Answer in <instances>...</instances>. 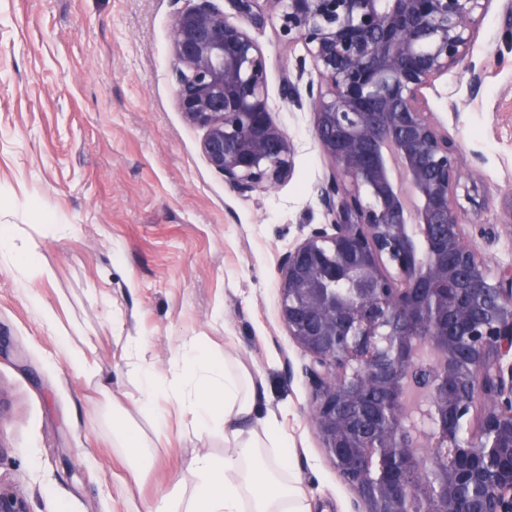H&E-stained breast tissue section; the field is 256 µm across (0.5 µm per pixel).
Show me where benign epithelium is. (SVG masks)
<instances>
[{
  "label": "benign epithelium",
  "mask_w": 512,
  "mask_h": 512,
  "mask_svg": "<svg viewBox=\"0 0 512 512\" xmlns=\"http://www.w3.org/2000/svg\"><path fill=\"white\" fill-rule=\"evenodd\" d=\"M319 81L328 223L278 267L279 319L309 356L307 420L352 512H512V262L475 247L455 191L479 170L423 90L469 56L494 0H214L170 25L176 104L233 192L273 189L294 145L245 27L258 2ZM282 96L301 102L295 81ZM0 512H31L0 482Z\"/></svg>",
  "instance_id": "benign-epithelium-1"
}]
</instances>
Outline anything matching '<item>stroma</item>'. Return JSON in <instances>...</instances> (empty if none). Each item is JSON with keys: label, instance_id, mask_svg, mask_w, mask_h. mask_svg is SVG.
<instances>
[{"label": "stroma", "instance_id": "stroma-1", "mask_svg": "<svg viewBox=\"0 0 512 512\" xmlns=\"http://www.w3.org/2000/svg\"><path fill=\"white\" fill-rule=\"evenodd\" d=\"M197 0H0V226L37 243L51 279L19 281L0 260V481L32 512H137L190 480L197 455L224 456V435L198 436L159 402L150 430L138 370L171 372L197 344L240 359L263 379L262 414L288 440V475L310 512H351L353 494L306 417L307 356L279 316L277 267L304 224L327 218L316 186L330 163L310 108L284 99L289 68L318 72L277 19L248 32L267 60L269 105L295 150L292 172L267 192L230 191L206 162L204 132L175 103L172 16ZM499 0L471 62L426 89L427 107L478 161L457 198L470 221H505L512 194V50ZM481 86L473 88L472 73ZM52 314L97 373H75L49 335ZM149 345L146 361L129 340ZM132 411L163 447L131 475L112 446V409Z\"/></svg>", "mask_w": 512, "mask_h": 512}]
</instances>
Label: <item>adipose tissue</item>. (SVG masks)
<instances>
[{
	"mask_svg": "<svg viewBox=\"0 0 512 512\" xmlns=\"http://www.w3.org/2000/svg\"><path fill=\"white\" fill-rule=\"evenodd\" d=\"M176 361L174 378L144 369L141 383L153 399L174 402L190 414L200 433L223 425L224 457H196L192 487L145 503L142 512H308L284 476L285 442L274 423L256 421L259 389L253 372L190 345L180 348Z\"/></svg>",
	"mask_w": 512,
	"mask_h": 512,
	"instance_id": "adipose-tissue-1",
	"label": "adipose tissue"
}]
</instances>
